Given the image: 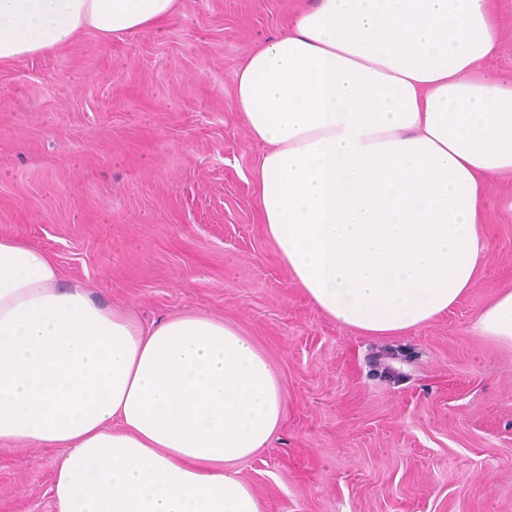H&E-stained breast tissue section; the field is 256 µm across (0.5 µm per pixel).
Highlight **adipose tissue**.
Instances as JSON below:
<instances>
[{
  "mask_svg": "<svg viewBox=\"0 0 512 512\" xmlns=\"http://www.w3.org/2000/svg\"><path fill=\"white\" fill-rule=\"evenodd\" d=\"M177 10L0 0V62L86 30L160 31ZM496 14V0H318L237 71L265 232L340 326L402 336L474 285L486 181L512 175V83L485 67ZM471 331L512 347V288ZM284 416L276 365L236 327L197 312L142 327L0 237V444L68 449L56 512H263L234 465Z\"/></svg>",
  "mask_w": 512,
  "mask_h": 512,
  "instance_id": "ef3b65f1",
  "label": "adipose tissue"
}]
</instances>
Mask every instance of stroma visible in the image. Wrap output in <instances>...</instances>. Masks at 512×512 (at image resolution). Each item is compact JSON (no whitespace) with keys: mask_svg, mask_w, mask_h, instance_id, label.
I'll list each match as a JSON object with an SVG mask.
<instances>
[{"mask_svg":"<svg viewBox=\"0 0 512 512\" xmlns=\"http://www.w3.org/2000/svg\"><path fill=\"white\" fill-rule=\"evenodd\" d=\"M312 3L182 0L164 31L1 63L0 236L142 324L205 313L276 362L283 424L238 466L265 512H512V349L470 331L512 287V178L487 181L473 288L404 336L320 314L264 232L234 77ZM380 351L402 375H372ZM66 454L0 447V512H55Z\"/></svg>","mask_w":512,"mask_h":512,"instance_id":"1","label":"stroma"}]
</instances>
